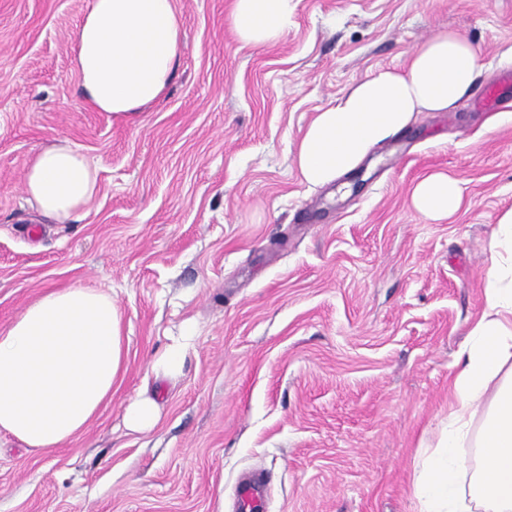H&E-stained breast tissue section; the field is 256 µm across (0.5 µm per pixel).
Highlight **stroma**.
<instances>
[{
  "label": "stroma",
  "instance_id": "obj_1",
  "mask_svg": "<svg viewBox=\"0 0 512 512\" xmlns=\"http://www.w3.org/2000/svg\"><path fill=\"white\" fill-rule=\"evenodd\" d=\"M232 0H177L183 41L161 101L108 118L72 65L90 0H0V327L44 288L111 290L128 352L101 415L67 447L0 433V512H415V463L448 414V375L478 319L498 215L512 208V0H298L272 45L241 43ZM483 70L420 112L341 185L299 183L315 112L437 32ZM497 104L481 105L487 86ZM66 138L99 169L72 224L41 223L23 180ZM464 183L452 222L411 207L424 175ZM192 330L182 375L148 363ZM155 390L154 431L125 429ZM237 495L240 512H260L263 508V498L256 484L239 483Z\"/></svg>",
  "mask_w": 512,
  "mask_h": 512
}]
</instances>
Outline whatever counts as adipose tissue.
<instances>
[{
  "mask_svg": "<svg viewBox=\"0 0 512 512\" xmlns=\"http://www.w3.org/2000/svg\"><path fill=\"white\" fill-rule=\"evenodd\" d=\"M296 0H233L231 22L249 45L279 40ZM181 41L177 0H91L75 36L83 98L130 119L165 94ZM480 55L461 34L441 32L416 48L405 71L384 70L316 113L296 145L302 184L322 187L355 170L370 150L418 112H445L473 86ZM98 191V169L67 141L42 147L24 193L49 223L80 219ZM411 202L424 218L452 219L462 180L432 173ZM122 314L111 293L49 287L0 328V432L27 451L68 445L112 400L123 372ZM159 402L142 389L124 410L130 431L155 429ZM473 458H465V449ZM416 512H512V209L496 220L484 308L459 350L448 383V422L416 465Z\"/></svg>",
  "mask_w": 512,
  "mask_h": 512,
  "instance_id": "ef3b65f1",
  "label": "adipose tissue"
}]
</instances>
